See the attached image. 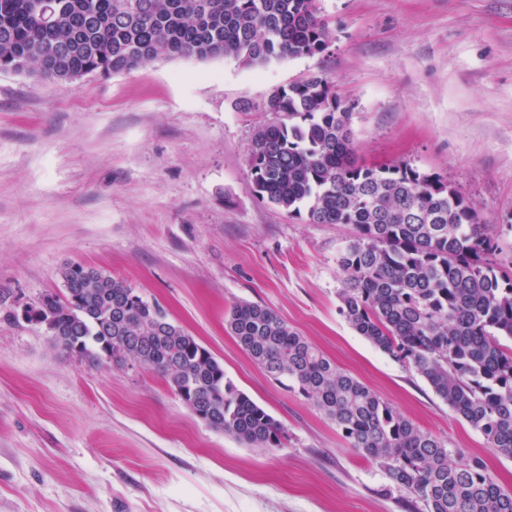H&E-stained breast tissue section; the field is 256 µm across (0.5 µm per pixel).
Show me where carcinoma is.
<instances>
[{
    "instance_id": "cac0c4a2",
    "label": "carcinoma",
    "mask_w": 512,
    "mask_h": 512,
    "mask_svg": "<svg viewBox=\"0 0 512 512\" xmlns=\"http://www.w3.org/2000/svg\"><path fill=\"white\" fill-rule=\"evenodd\" d=\"M328 43L316 0H0V71L61 84L176 56L257 67ZM261 110L274 120L253 137L256 191L311 224L353 228L339 260L340 314L512 459V272L494 263L499 244L476 208L437 174L358 162L351 112L322 77L273 91ZM60 278L62 293L24 310L56 352L150 367L209 427L252 448L284 447L282 423L158 302L81 264ZM225 326L387 474L386 493L411 495V512H512V492L481 459L416 426L271 309L236 304Z\"/></svg>"
}]
</instances>
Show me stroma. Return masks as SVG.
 <instances>
[{"mask_svg":"<svg viewBox=\"0 0 512 512\" xmlns=\"http://www.w3.org/2000/svg\"><path fill=\"white\" fill-rule=\"evenodd\" d=\"M317 5L319 55L157 59L66 85L0 73V512H408L331 420L227 333L241 302L275 311L512 492V460L340 314L351 227L274 206L247 164L272 119L261 103L321 76L352 113L361 161L443 176L512 261V0ZM75 262L163 304L285 426V447L212 429L148 367L59 356L44 329L6 320L59 292Z\"/></svg>","mask_w":512,"mask_h":512,"instance_id":"1","label":"stroma"}]
</instances>
